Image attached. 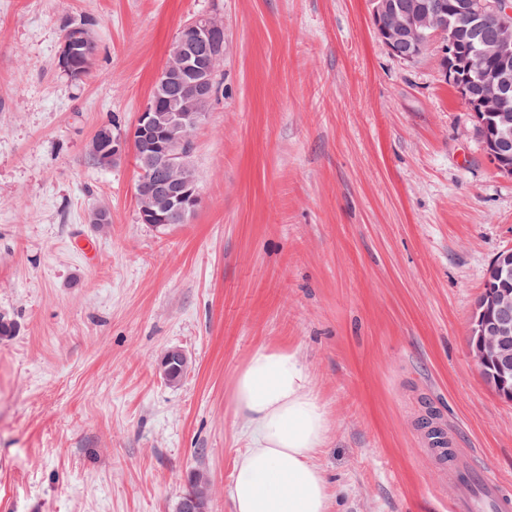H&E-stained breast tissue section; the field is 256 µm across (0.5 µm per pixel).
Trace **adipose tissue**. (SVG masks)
Listing matches in <instances>:
<instances>
[{
  "instance_id": "adipose-tissue-1",
  "label": "adipose tissue",
  "mask_w": 512,
  "mask_h": 512,
  "mask_svg": "<svg viewBox=\"0 0 512 512\" xmlns=\"http://www.w3.org/2000/svg\"><path fill=\"white\" fill-rule=\"evenodd\" d=\"M231 399L245 441L228 488L232 512H329L317 457L330 421L298 350L258 348L238 372Z\"/></svg>"
}]
</instances>
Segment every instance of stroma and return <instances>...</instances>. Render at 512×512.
<instances>
[{"label":"stroma","instance_id":"35a3bbf8","mask_svg":"<svg viewBox=\"0 0 512 512\" xmlns=\"http://www.w3.org/2000/svg\"><path fill=\"white\" fill-rule=\"evenodd\" d=\"M202 13L224 20L202 202L162 230L134 159L100 170L87 145L129 130ZM67 21L97 46L80 82L56 65ZM441 59L393 57L370 0H0V512H177L199 471L231 512L230 396L263 345L298 349L329 413L330 512H450L425 419L512 486V402L469 344L512 177Z\"/></svg>","mask_w":512,"mask_h":512}]
</instances>
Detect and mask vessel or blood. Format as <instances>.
Listing matches in <instances>:
<instances>
[{
  "label": "vessel or blood",
  "mask_w": 512,
  "mask_h": 512,
  "mask_svg": "<svg viewBox=\"0 0 512 512\" xmlns=\"http://www.w3.org/2000/svg\"><path fill=\"white\" fill-rule=\"evenodd\" d=\"M436 455L446 466L455 512H512V495L501 483L477 479L471 467L449 461L445 445H437Z\"/></svg>",
  "instance_id": "1"
}]
</instances>
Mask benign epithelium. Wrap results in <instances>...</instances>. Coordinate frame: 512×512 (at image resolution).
I'll return each instance as SVG.
<instances>
[{"mask_svg":"<svg viewBox=\"0 0 512 512\" xmlns=\"http://www.w3.org/2000/svg\"><path fill=\"white\" fill-rule=\"evenodd\" d=\"M372 19L377 35L392 56L402 60L417 57L434 40L443 42V52L453 56L459 48L447 34L458 28L472 29L484 18L497 20V37L468 56V66L483 75L481 93L472 98V86H457L459 97L476 115L496 117L501 123L492 125L493 135L484 141L488 160L497 171L512 176V164L506 163V152L512 145V128L507 123L506 103L512 99V0H456L450 6L435 10L428 3L402 8L395 0H372ZM199 41L204 43L224 34V20L210 15L203 20L193 19ZM170 59L174 66L194 77L198 69L178 43H172ZM82 51L79 45L64 41L57 58L63 71L71 69ZM206 114L177 107L165 114L153 111L151 104L137 114L129 133H112L101 129L89 142L88 151L96 153L108 143L103 162L112 166L120 161L139 139L163 140L154 146L149 165L170 173V181L159 193L139 201L142 222L153 227L169 225L171 214L184 219L198 206L200 195L196 182L188 177L185 160L194 152L193 133ZM493 281L481 295L473 313L470 334L476 338L472 357L477 366L491 370L492 388L496 394L512 400V250L500 252L490 268ZM187 361L178 348L167 350L156 362L158 376L167 384L175 383L171 364Z\"/></svg>","mask_w":512,"mask_h":512,"instance_id":"obj_1","label":"benign epithelium"}]
</instances>
